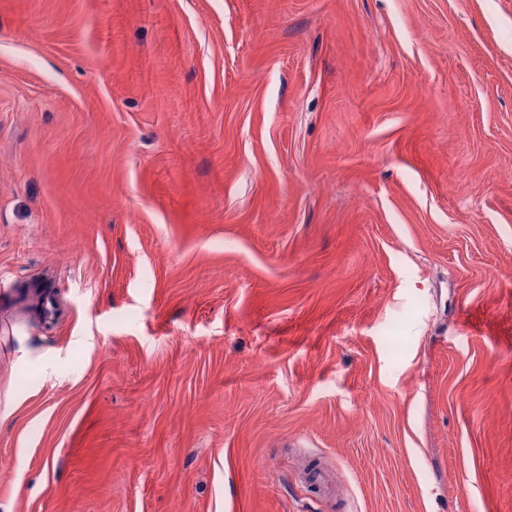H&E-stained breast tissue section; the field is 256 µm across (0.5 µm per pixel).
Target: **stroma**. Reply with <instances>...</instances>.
<instances>
[{"instance_id": "obj_1", "label": "stroma", "mask_w": 512, "mask_h": 512, "mask_svg": "<svg viewBox=\"0 0 512 512\" xmlns=\"http://www.w3.org/2000/svg\"><path fill=\"white\" fill-rule=\"evenodd\" d=\"M0 275V512H512V0H0Z\"/></svg>"}]
</instances>
